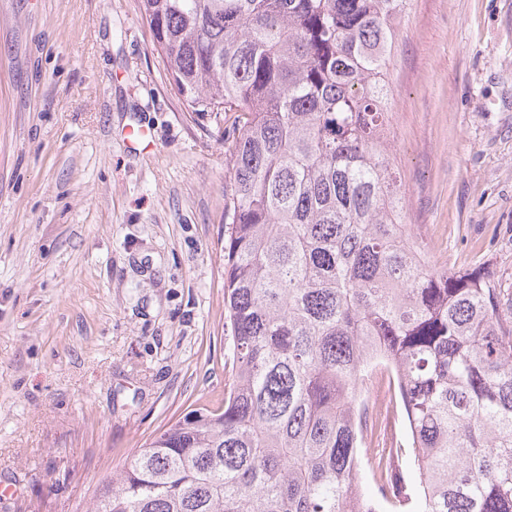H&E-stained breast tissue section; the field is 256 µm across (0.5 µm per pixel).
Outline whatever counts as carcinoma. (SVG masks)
I'll list each match as a JSON object with an SVG mask.
<instances>
[{
    "instance_id": "cac0c4a2",
    "label": "carcinoma",
    "mask_w": 512,
    "mask_h": 512,
    "mask_svg": "<svg viewBox=\"0 0 512 512\" xmlns=\"http://www.w3.org/2000/svg\"><path fill=\"white\" fill-rule=\"evenodd\" d=\"M407 0H141L225 151L224 403L127 456L79 512H512V290L402 231L388 66ZM392 365L408 480L359 494L356 408Z\"/></svg>"
}]
</instances>
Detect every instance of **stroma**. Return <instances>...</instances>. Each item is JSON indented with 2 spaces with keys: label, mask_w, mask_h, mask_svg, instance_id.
Instances as JSON below:
<instances>
[{
  "label": "stroma",
  "mask_w": 512,
  "mask_h": 512,
  "mask_svg": "<svg viewBox=\"0 0 512 512\" xmlns=\"http://www.w3.org/2000/svg\"><path fill=\"white\" fill-rule=\"evenodd\" d=\"M405 220L512 288V0H409L390 64ZM139 0H0V512H74L224 399V151Z\"/></svg>",
  "instance_id": "1"
}]
</instances>
